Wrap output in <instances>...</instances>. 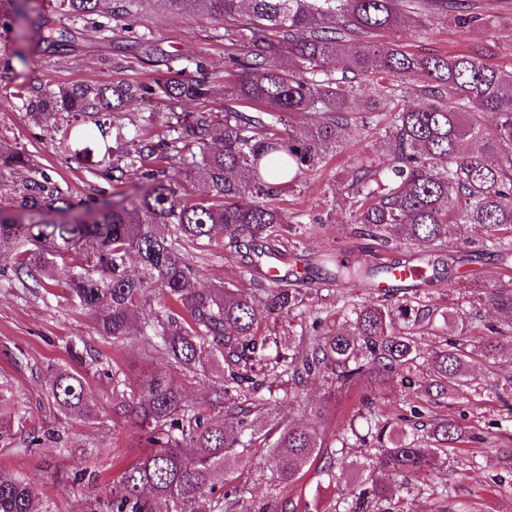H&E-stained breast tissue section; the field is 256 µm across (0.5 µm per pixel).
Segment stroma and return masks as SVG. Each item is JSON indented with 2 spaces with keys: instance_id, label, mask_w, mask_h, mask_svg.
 Listing matches in <instances>:
<instances>
[{
  "instance_id": "stroma-1",
  "label": "stroma",
  "mask_w": 512,
  "mask_h": 512,
  "mask_svg": "<svg viewBox=\"0 0 512 512\" xmlns=\"http://www.w3.org/2000/svg\"><path fill=\"white\" fill-rule=\"evenodd\" d=\"M486 27L463 33L447 13L430 14L423 26H405L374 34V43L399 44L419 55H448L483 51L489 63L512 69V0H480ZM46 24L74 34L68 51L54 54L38 46L19 25L0 28V143L29 155L47 170L73 201L102 207L134 193L137 178L112 181L92 162L71 160L66 143L79 123L63 114L36 124L29 113L31 99L41 90L79 84L153 85L159 75L186 76L203 71L207 80L224 81V59L233 47L224 22L203 13L182 14L160 8L155 0H141L126 19L74 17L59 0H44ZM142 35L136 49L120 51L132 35ZM224 119L219 100L189 101L168 107L160 98H134L114 113L115 125L146 138H167L192 124L198 113ZM384 160L374 130L359 129L344 150L327 156L321 171L308 176L291 192L293 210L301 214L307 232L300 242H281L282 267L304 275L299 288L314 308L328 305L323 270L333 261L370 265L408 260L410 249L379 251L374 241L358 236L351 222L347 176L362 158ZM184 255L199 273L202 287L249 286L254 273L246 259L225 249L223 237L186 244ZM86 347L103 363L116 365L130 385H138L153 371L166 369L159 351L140 345L115 347L97 336L93 320L65 299L64 280L46 288L22 287L0 273V391L27 418L22 433L0 438V476H22L32 482L48 512H95L100 484L116 482L123 467L143 451L136 430L112 414V396L99 376L87 377L88 398L97 408L92 420H68L49 407L45 377L49 367L68 361L66 348ZM512 357L489 363L480 356L470 360L471 385L449 397L447 404L417 403L396 384L367 386L384 418L394 420L420 404L425 416L452 418L477 440L449 451L444 466L432 469L419 481L395 489L393 512H512ZM327 401L322 424L327 443H334L351 410L345 398L329 399L326 384L312 383L299 399L271 400L269 412L289 422L300 420L307 408ZM36 435L39 446L24 450L25 437ZM317 459L301 480L283 492L295 512H334L336 503L359 491L356 471L337 470L328 479Z\"/></svg>"
}]
</instances>
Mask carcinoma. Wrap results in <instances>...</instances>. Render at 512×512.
<instances>
[{"instance_id":"obj_1","label":"carcinoma","mask_w":512,"mask_h":512,"mask_svg":"<svg viewBox=\"0 0 512 512\" xmlns=\"http://www.w3.org/2000/svg\"><path fill=\"white\" fill-rule=\"evenodd\" d=\"M31 0H0V20L29 18ZM77 17L87 14L127 18L134 0H62ZM181 13L204 11L226 23L247 10L251 36L228 56L224 76V121L215 127L207 113L170 140L146 141L110 134L102 117L139 97L143 86L77 85L41 97L33 119L79 113L95 119L102 140L112 137L105 174L119 181L134 175L142 192L107 211L82 212L52 176L16 149L0 143V178L12 188L0 205V262L11 265L24 287L43 288L55 278L58 262H70L67 300L93 317L99 336L114 344L148 343L160 350L169 369L156 371L136 388L120 370L85 360L68 346L85 371L112 386V415L140 433L148 450L121 470L118 485L100 487L97 501L108 512H288V502L271 507L245 501V477L268 471L274 486L295 484L303 468L324 448L318 423L327 405L307 419L276 423L278 437L266 456L254 448L262 432L257 416L266 390L286 399L301 387L324 380L332 392L366 383L399 382L437 404L469 384L468 359L479 352L490 361L512 351V323L485 326L473 336L475 318L464 307L438 311L421 300L420 289L438 280L430 257L467 228L465 243L504 259L512 254V71L487 63L478 53L418 55L400 45L380 47L364 37L405 24L420 26L431 11L446 12L459 28L486 25L470 0H158ZM32 27L46 48L63 50L66 29ZM342 63L339 77L326 64ZM368 81L370 102L392 105L369 112L349 111L352 82ZM425 99L407 102L406 87ZM152 91L170 101L215 97L217 89L199 78L163 77ZM259 105L254 112L233 106ZM296 114L307 122L295 127ZM380 135L388 163L355 164L348 196L358 233L385 249L414 246L421 256L413 294L380 288L398 263L367 266L340 262L325 272L338 285L372 288L367 301L343 297L341 325L323 330L319 316L306 322L299 343L283 346L261 333L262 326L304 304V295L285 277L254 288H203L180 253L184 242L223 234L229 246L254 255L251 264L274 258L270 243L306 232L273 200L320 170L327 151L340 146L358 126ZM222 143L210 149L208 139ZM218 199L183 198L176 176L149 169L152 159H185ZM258 198L244 207L239 199ZM477 294L485 304L512 317V277L508 269L465 281H449ZM162 302L155 304L152 289ZM440 321L459 331L446 346L420 350L413 331ZM221 370L223 386L195 405L186 403L184 381ZM86 377L73 366L48 369V401L66 418L93 419ZM418 409L402 417L403 428L382 419L376 402L364 396L347 426L336 436L335 453L324 468L352 467L362 489L342 512H389L390 490L382 476L409 483L473 439L454 420H422ZM361 450L362 460L349 459ZM0 512H47L31 484L0 478Z\"/></svg>"}]
</instances>
